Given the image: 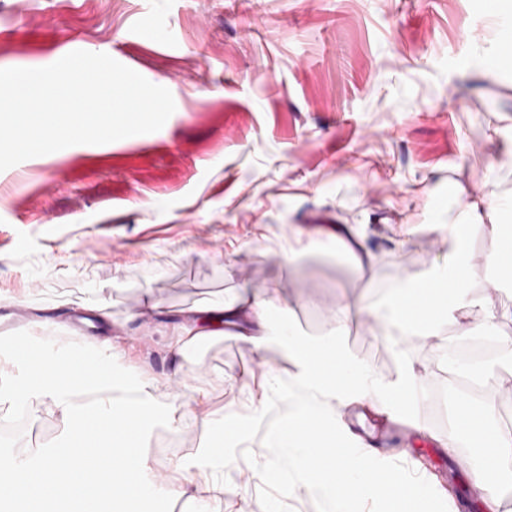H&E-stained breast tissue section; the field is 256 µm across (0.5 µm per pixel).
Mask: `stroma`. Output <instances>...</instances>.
<instances>
[{
    "instance_id": "1",
    "label": "stroma",
    "mask_w": 512,
    "mask_h": 512,
    "mask_svg": "<svg viewBox=\"0 0 512 512\" xmlns=\"http://www.w3.org/2000/svg\"><path fill=\"white\" fill-rule=\"evenodd\" d=\"M512 26L496 0H0V68L43 67L94 48L167 88L176 109L157 132L76 145L0 172V289L11 312L81 313L106 304L122 340L162 385L158 404H186L177 460L207 463L189 388L242 417L224 439L223 512H329L304 486L298 458L264 447L288 414L298 368L271 342L226 333L184 361L143 327L158 304L174 317L237 288L272 294L303 336L324 339L331 314L383 283L423 279L452 259L441 237L454 192L512 199V63L493 67L492 38ZM362 225L379 262L359 278L341 259L283 251L326 222ZM408 247H401L403 239ZM489 242L466 245L478 290L512 338V285L485 267ZM385 383L411 369L439 378L433 347H395L353 321L339 340ZM483 401L512 408V352L486 363ZM271 401L252 411L251 391ZM455 396L440 404L337 408L335 437L365 420L392 430L373 468L401 483L428 476L430 512H473Z\"/></svg>"
}]
</instances>
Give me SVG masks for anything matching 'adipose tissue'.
Listing matches in <instances>:
<instances>
[{
    "instance_id": "adipose-tissue-1",
    "label": "adipose tissue",
    "mask_w": 512,
    "mask_h": 512,
    "mask_svg": "<svg viewBox=\"0 0 512 512\" xmlns=\"http://www.w3.org/2000/svg\"><path fill=\"white\" fill-rule=\"evenodd\" d=\"M455 204V218L440 225V232L460 246L471 237L489 239L492 249L487 265L502 273L505 259L498 244L502 237L512 236V226L485 222V196L459 193ZM320 234L324 244L336 246L348 256L359 276L372 277L378 256L363 230L329 223ZM475 277V271L458 254L449 265L434 270L430 278L417 281V288L432 293L428 305L421 309L405 307L410 295L406 289L389 290L393 308L385 317L368 296L353 297L337 309L329 331L331 339L322 343L301 339L290 322H272L277 297L261 296L246 288L184 310L166 326L165 333L170 338V350L187 360L203 345L222 337L228 326L238 327L240 336L256 347L274 336L287 342L288 355L299 368L292 384L294 408L287 422L268 431L264 444L299 453L306 446L301 435L310 430L329 448L333 445L329 430L335 422L336 405L379 394L389 403L407 402L413 397L412 380L381 388L372 371L337 353L334 340L347 335L352 318L362 316L379 323L390 336H432L441 320L462 310L458 286L472 283ZM40 328L42 338L12 347V360L24 366L26 378L15 383L0 369V400L13 403L20 398L41 397L65 419L67 428L58 445L36 452L31 461L15 465L0 457V512H84L82 502L89 498L98 501L97 512H151L157 500L174 496L186 498L191 512H222L224 477L216 463L224 458L225 428L235 417L211 409L208 385H195L190 394L199 410L196 424L208 442L205 453L212 458V465L189 478L176 464L169 467L164 479H156L142 452L143 429L159 414L170 428L179 429L180 407L171 404L160 408L153 403L152 391L158 380L145 369L117 367V360L124 357L121 342L106 344L101 358L89 356L86 347L78 344L59 352L46 342L47 337L58 334L59 324L45 320ZM493 415V405L486 404L458 421L463 431L473 434L474 445L484 450L472 471L473 480L481 485L490 477L512 475V438L499 435ZM394 481L390 472L369 471L358 460L337 453L325 461L319 477L309 481L307 489L334 504L347 499L359 484Z\"/></svg>"
}]
</instances>
